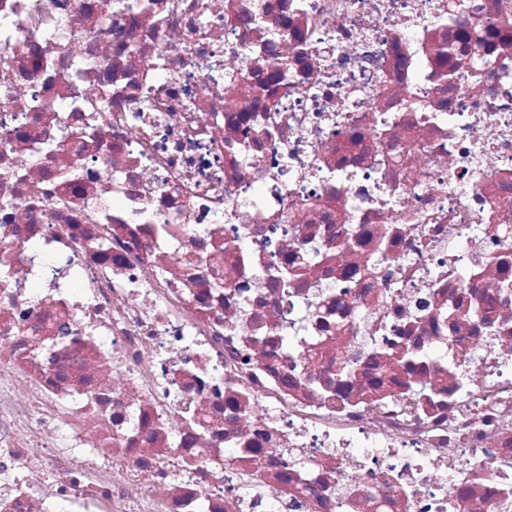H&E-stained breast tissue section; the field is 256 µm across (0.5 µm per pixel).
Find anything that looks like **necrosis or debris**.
<instances>
[{"mask_svg": "<svg viewBox=\"0 0 512 512\" xmlns=\"http://www.w3.org/2000/svg\"><path fill=\"white\" fill-rule=\"evenodd\" d=\"M0 56V512H512V0H0Z\"/></svg>", "mask_w": 512, "mask_h": 512, "instance_id": "4bbe7bcc", "label": "necrosis or debris"}]
</instances>
